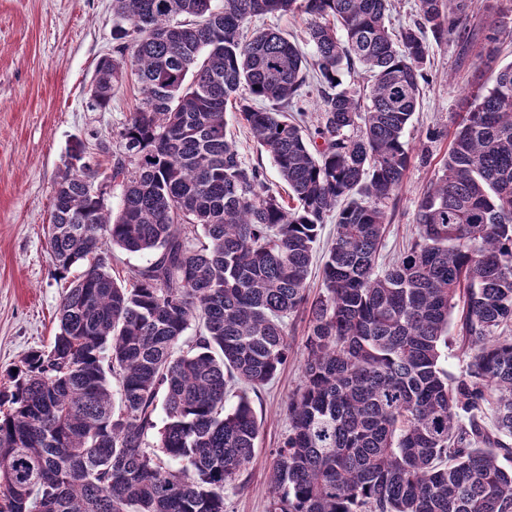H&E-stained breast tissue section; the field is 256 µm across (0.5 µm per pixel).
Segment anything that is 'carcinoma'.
<instances>
[{
	"label": "carcinoma",
	"mask_w": 512,
	"mask_h": 512,
	"mask_svg": "<svg viewBox=\"0 0 512 512\" xmlns=\"http://www.w3.org/2000/svg\"><path fill=\"white\" fill-rule=\"evenodd\" d=\"M472 5L416 0L394 30L389 0H112V56L90 98L106 109L132 75L144 101L108 171L78 142L55 184V271L85 269L50 346L0 387V512H226L260 432L248 391L288 363L300 309L302 383L268 512H512V62L471 94L410 248L378 264L431 42L468 45ZM295 12L309 57L279 30L242 36L254 17ZM362 73L365 104L341 88ZM312 86L308 127L292 112ZM229 105L290 204L228 137ZM100 173L122 187L116 215L91 182ZM107 244L153 259L121 280ZM451 326L467 357L453 379L440 367ZM335 232V217H330L325 224L320 240L317 242L314 257L310 267V273L307 279V286L311 297L321 291V268L324 255L330 247Z\"/></svg>",
	"instance_id": "carcinoma-1"
}]
</instances>
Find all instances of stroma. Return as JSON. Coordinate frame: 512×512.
Here are the masks:
<instances>
[{
    "label": "stroma",
    "mask_w": 512,
    "mask_h": 512,
    "mask_svg": "<svg viewBox=\"0 0 512 512\" xmlns=\"http://www.w3.org/2000/svg\"><path fill=\"white\" fill-rule=\"evenodd\" d=\"M470 25L480 33L469 50L455 40L432 48L429 83L406 133L412 152L398 204L386 227L381 260L396 257L414 234L415 202L448 152L449 135L472 90L491 83L512 61V0H475ZM505 29L496 49L485 36ZM112 53V0H0V385L30 350L49 346L56 308L68 280L59 278L46 243L53 185L76 143L100 162L119 147L118 133L142 102L134 81L117 87L106 110L90 105L97 62ZM241 156L262 166L270 190L288 188L248 127L227 112ZM441 138L428 143L429 130ZM293 357L252 399L261 422L246 489L225 491L227 512H267L273 450L288 434V399L302 380L306 314L289 318Z\"/></svg>",
    "instance_id": "stroma-1"
}]
</instances>
